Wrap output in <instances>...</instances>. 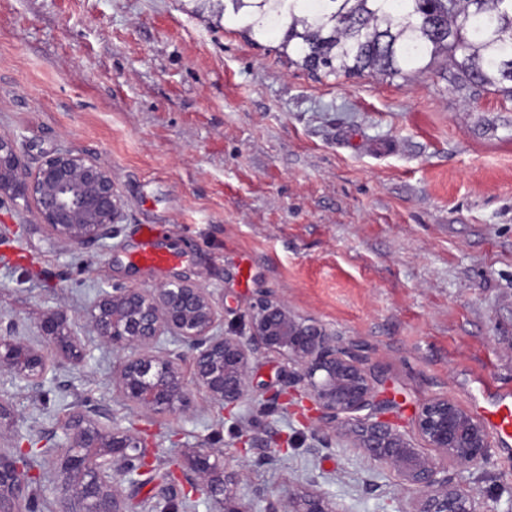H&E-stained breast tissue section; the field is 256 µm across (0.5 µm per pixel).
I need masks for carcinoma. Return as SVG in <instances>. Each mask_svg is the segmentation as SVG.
<instances>
[{
    "label": "carcinoma",
    "instance_id": "cac0c4a2",
    "mask_svg": "<svg viewBox=\"0 0 512 512\" xmlns=\"http://www.w3.org/2000/svg\"><path fill=\"white\" fill-rule=\"evenodd\" d=\"M245 35L283 34L313 75L403 77L445 58L470 95L512 99V0H226Z\"/></svg>",
    "mask_w": 512,
    "mask_h": 512
}]
</instances>
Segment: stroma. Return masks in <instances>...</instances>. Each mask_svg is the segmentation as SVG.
<instances>
[{"mask_svg":"<svg viewBox=\"0 0 512 512\" xmlns=\"http://www.w3.org/2000/svg\"><path fill=\"white\" fill-rule=\"evenodd\" d=\"M278 40L246 38L224 0H0V135L30 166L70 149L100 158L124 205L105 243L56 240L34 209L0 204V329L32 335L50 314L87 352L30 389L0 369V451L51 446L71 411L103 412L142 435L156 478L207 445L238 473V492L288 502L318 476L344 512H412L416 493L347 447L308 402H273L288 383L281 356L260 355L258 383L227 411L192 391L182 415L137 409L115 391L125 356L85 315L115 286L199 282L224 330L247 333L256 295L336 333L405 403L398 424L425 455L411 420L445 396L468 412L480 386L512 381V100L469 97L446 67L384 82L314 76ZM159 227L179 252L163 271L132 264L136 227ZM331 450L320 458L313 435ZM291 438L277 462L258 448ZM25 512H62V477L34 457ZM455 484L477 512H512V468L490 446Z\"/></svg>","mask_w":512,"mask_h":512,"instance_id":"obj_1","label":"stroma"}]
</instances>
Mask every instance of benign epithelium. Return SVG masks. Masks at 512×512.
I'll return each mask as SVG.
<instances>
[{
  "mask_svg": "<svg viewBox=\"0 0 512 512\" xmlns=\"http://www.w3.org/2000/svg\"><path fill=\"white\" fill-rule=\"evenodd\" d=\"M36 209L40 223L61 241L103 242L122 219V203L112 171L85 154L60 150L30 167L17 141L0 136V202ZM86 317L99 340L131 350L114 378L118 394L132 405L159 414L188 410L190 395L182 368L186 347L192 354L193 385L209 400L234 408L246 398L255 355L275 353L298 367L305 398L319 418L354 442L367 459L385 466L419 491L414 512H476L472 494L448 482V465L469 468L486 459L482 423L446 397L418 406L412 423L440 459L421 455L396 428L391 415L400 399L385 387L326 329L298 318L280 296L260 293L251 305L248 334L218 330L213 295L186 279L156 288L115 287L89 301ZM37 344L12 329L0 332V367L11 368L31 388L47 380V343L59 363L77 364L85 353L65 321L50 314L39 327ZM63 442L45 449L63 477L64 512H127L126 503L144 483L150 450L143 438L117 424L106 426L96 412L72 411L62 427ZM183 496L174 500L173 487ZM238 477L226 471L223 452L199 448L189 466L171 475L153 512H190L188 494H205L219 512H253L252 502L236 496ZM29 484L23 460L0 454V512H17ZM265 512H338L313 490L280 508L270 493L255 488Z\"/></svg>",
  "mask_w": 512,
  "mask_h": 512,
  "instance_id": "obj_1",
  "label": "benign epithelium"
}]
</instances>
